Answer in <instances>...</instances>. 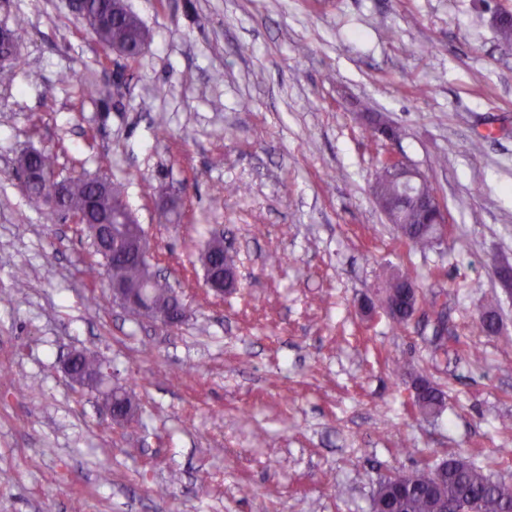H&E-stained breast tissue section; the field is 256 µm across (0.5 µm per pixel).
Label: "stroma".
I'll return each instance as SVG.
<instances>
[{
	"label": "stroma",
	"instance_id": "obj_1",
	"mask_svg": "<svg viewBox=\"0 0 512 512\" xmlns=\"http://www.w3.org/2000/svg\"><path fill=\"white\" fill-rule=\"evenodd\" d=\"M127 3L150 35L133 62L104 54L68 0H0L22 35L0 83V512H370L390 470L451 455L512 483V296L496 275L512 264V54L492 11ZM364 113L399 140H365ZM27 148L121 185L189 320L165 330L113 306L87 228L47 222L20 189ZM389 153L448 209L427 251L373 201ZM218 228L238 253L224 297L199 261ZM394 271L426 297L401 331L361 308ZM492 299L502 329L486 335L474 321ZM74 350L136 399L124 428L65 377ZM403 364L447 392L439 418L412 409ZM203 279L205 285L211 290L215 295L224 297V294H231L237 288V271H229L226 274L224 273L223 284L220 283V278L217 279L213 275V271L207 268H203Z\"/></svg>",
	"mask_w": 512,
	"mask_h": 512
}]
</instances>
